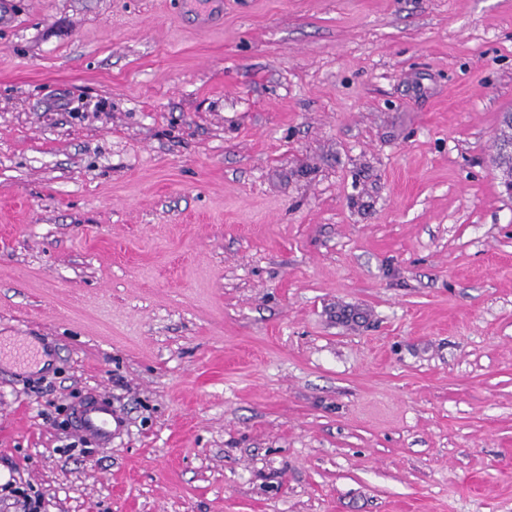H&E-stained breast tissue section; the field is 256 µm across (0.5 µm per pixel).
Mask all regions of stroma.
Here are the masks:
<instances>
[{
	"label": "stroma",
	"instance_id": "obj_1",
	"mask_svg": "<svg viewBox=\"0 0 512 512\" xmlns=\"http://www.w3.org/2000/svg\"><path fill=\"white\" fill-rule=\"evenodd\" d=\"M507 112L512 0H0V474L512 512ZM115 418L112 403L102 396H97L77 411L75 423L85 436L107 445L112 442V423L115 422Z\"/></svg>",
	"mask_w": 512,
	"mask_h": 512
}]
</instances>
